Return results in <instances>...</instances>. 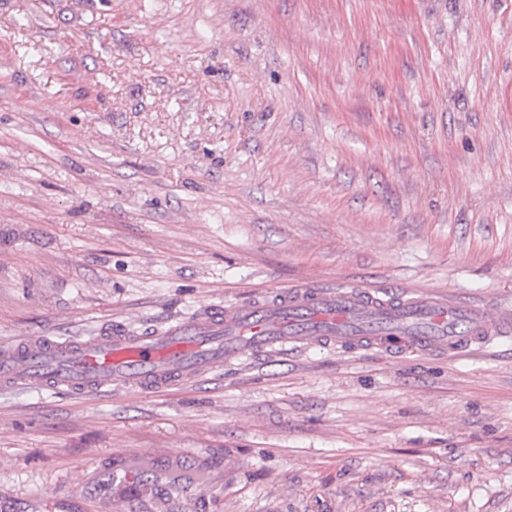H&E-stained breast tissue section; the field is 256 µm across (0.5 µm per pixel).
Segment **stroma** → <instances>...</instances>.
<instances>
[{
  "label": "stroma",
  "mask_w": 512,
  "mask_h": 512,
  "mask_svg": "<svg viewBox=\"0 0 512 512\" xmlns=\"http://www.w3.org/2000/svg\"><path fill=\"white\" fill-rule=\"evenodd\" d=\"M309 282L512 306V0H0V344ZM0 512H512V338L0 390Z\"/></svg>",
  "instance_id": "obj_1"
}]
</instances>
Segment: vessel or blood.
Returning a JSON list of instances; mask_svg holds the SVG:
<instances>
[{"label": "vessel or blood", "instance_id": "vessel-or-blood-1", "mask_svg": "<svg viewBox=\"0 0 512 512\" xmlns=\"http://www.w3.org/2000/svg\"><path fill=\"white\" fill-rule=\"evenodd\" d=\"M511 333V309L420 293L395 301L341 286L289 288L145 333L108 325L79 339L46 332L19 337L0 347V388L164 392L246 354L289 344L460 354Z\"/></svg>", "mask_w": 512, "mask_h": 512}]
</instances>
